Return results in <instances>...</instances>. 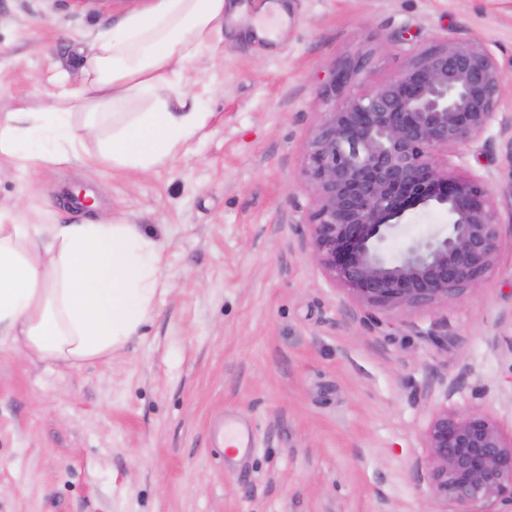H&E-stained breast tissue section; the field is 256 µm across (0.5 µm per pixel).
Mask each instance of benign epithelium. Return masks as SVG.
I'll return each mask as SVG.
<instances>
[{
    "instance_id": "7a95c632",
    "label": "benign epithelium",
    "mask_w": 512,
    "mask_h": 512,
    "mask_svg": "<svg viewBox=\"0 0 512 512\" xmlns=\"http://www.w3.org/2000/svg\"><path fill=\"white\" fill-rule=\"evenodd\" d=\"M356 67L334 72L330 99ZM503 74L477 41H448L398 76L331 104L307 146L304 176L316 203L306 225L314 261L371 310H411L459 299L492 270L502 222L487 184L448 175V150L498 124L512 149V116L498 112ZM435 204L448 233L395 260L382 244L393 220ZM433 498L453 512L512 507V441L476 411H444L427 431Z\"/></svg>"
}]
</instances>
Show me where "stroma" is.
Returning <instances> with one entry per match:
<instances>
[{"label": "stroma", "instance_id": "stroma-1", "mask_svg": "<svg viewBox=\"0 0 512 512\" xmlns=\"http://www.w3.org/2000/svg\"><path fill=\"white\" fill-rule=\"evenodd\" d=\"M276 41L227 26L184 71L206 125L165 165L89 175L0 158V215L73 224L109 213L163 247L169 289L111 360L66 369L0 346V512H447L433 503L426 433L442 411L512 432V151L498 126L448 153L483 178L503 222L495 265L458 301L371 311L314 262L303 168L335 70L345 96L422 51L478 40L512 113V0H284ZM149 0L91 15L68 0H0V115L57 104L98 37ZM448 214L406 211L398 258L446 234ZM235 415L255 448L218 457Z\"/></svg>", "mask_w": 512, "mask_h": 512}]
</instances>
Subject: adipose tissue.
<instances>
[{
    "instance_id": "obj_1",
    "label": "adipose tissue",
    "mask_w": 512,
    "mask_h": 512,
    "mask_svg": "<svg viewBox=\"0 0 512 512\" xmlns=\"http://www.w3.org/2000/svg\"><path fill=\"white\" fill-rule=\"evenodd\" d=\"M224 26V0H157L98 38L83 78L61 85L58 107H20L0 116V157L33 166L86 152L89 173L153 169L207 120L190 104L184 70L207 61ZM147 97L144 112H120ZM87 106L82 124L71 108ZM52 140V153L39 152ZM167 280L160 243L139 225L104 217L85 224H20L0 219V345L67 368L111 359L150 319Z\"/></svg>"
}]
</instances>
